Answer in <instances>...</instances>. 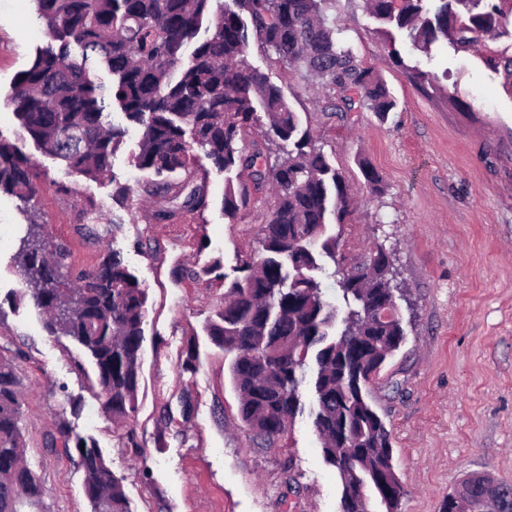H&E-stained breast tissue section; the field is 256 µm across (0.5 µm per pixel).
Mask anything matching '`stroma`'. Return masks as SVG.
Here are the masks:
<instances>
[{
  "instance_id": "obj_1",
  "label": "stroma",
  "mask_w": 512,
  "mask_h": 512,
  "mask_svg": "<svg viewBox=\"0 0 512 512\" xmlns=\"http://www.w3.org/2000/svg\"><path fill=\"white\" fill-rule=\"evenodd\" d=\"M326 13L363 66L382 76L396 100L387 118L346 110L336 88L313 85L303 71L250 44L247 60L282 87L319 147L345 174L355 198L341 230L348 254L377 243L393 256L405 293L406 332L372 386V400L391 432L393 461L406 489L401 512H440L443 498L481 472L512 484V13L497 34L464 49L449 41L429 52L401 49L393 59L383 26L363 0H328ZM48 39L31 0H0V133L38 164L35 208L67 240L75 264L119 251L148 289L139 409L113 428L75 372L74 341L48 336L38 313L14 303V254L28 218L18 199L0 195V346L20 350L25 459L40 478L48 512H90L77 458L46 447L57 420L94 438L125 476L132 512H339L340 487L308 417L273 443L256 439L238 416L228 362L203 331L224 291L207 281L175 280V267L218 258L232 273L271 207L256 195L239 223L224 217L225 176L211 171L203 214L150 219L151 205L112 200V182L137 188L131 163L139 132L129 127L112 172L79 176L46 157L22 129L9 102L13 81ZM434 75L410 80L409 68ZM381 174L382 194L367 191L359 160ZM99 207L97 237L87 236L83 209ZM206 250H198L200 239ZM197 341L200 369L180 374L177 360ZM81 403L71 412L69 400ZM138 447H125L127 429ZM166 445L157 447L158 430Z\"/></svg>"
}]
</instances>
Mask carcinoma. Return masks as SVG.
<instances>
[{
  "label": "carcinoma",
  "instance_id": "cac0c4a2",
  "mask_svg": "<svg viewBox=\"0 0 512 512\" xmlns=\"http://www.w3.org/2000/svg\"><path fill=\"white\" fill-rule=\"evenodd\" d=\"M51 42L36 49L15 79L14 113L46 156L97 179L112 169L127 128L140 130L134 167L159 223L208 207L209 170L224 173V215L231 223L254 193L272 185L274 201L255 245L238 254L228 279L215 259L177 278L219 282L224 302L205 331L228 360L243 423L273 442L309 413L322 455L336 470L340 512H399L404 486L393 465L390 431L369 385L405 338L403 321L368 315L377 299L396 298L391 253L378 244L350 269L338 263L350 223L351 189L282 88L246 62L250 40L286 66L337 86L347 107L381 117L395 107L385 81L357 60L327 22V0H33ZM366 10L422 52L441 38L468 48L504 17L496 0H365ZM79 53L73 54V47ZM111 76L105 82L95 73ZM367 190L383 192L366 162ZM36 163L0 133V194L34 204ZM21 300L45 314L47 333L81 346L95 366L90 380L102 412L120 423L138 412L148 295L112 250L76 266L70 245L30 219L15 257ZM338 280L340 303L322 277ZM15 357L0 356V512H46L35 472L22 463L23 398ZM195 344L177 368L195 375ZM310 402H305V396ZM49 444L76 454L91 512H132L125 479L94 438L66 422ZM470 512H512V485L500 486L498 508L477 477L462 482Z\"/></svg>",
  "mask_w": 512,
  "mask_h": 512
}]
</instances>
